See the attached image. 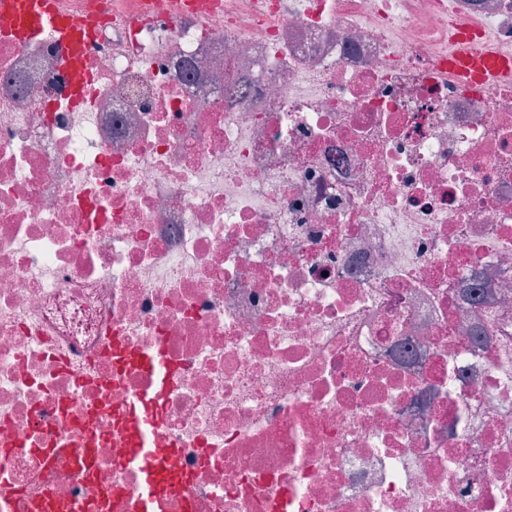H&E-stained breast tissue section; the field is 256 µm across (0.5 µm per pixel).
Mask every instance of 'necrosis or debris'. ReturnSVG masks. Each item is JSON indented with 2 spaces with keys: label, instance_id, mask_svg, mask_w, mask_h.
I'll use <instances>...</instances> for the list:
<instances>
[{
  "label": "necrosis or debris",
  "instance_id": "necrosis-or-debris-1",
  "mask_svg": "<svg viewBox=\"0 0 512 512\" xmlns=\"http://www.w3.org/2000/svg\"><path fill=\"white\" fill-rule=\"evenodd\" d=\"M56 2L82 93L0 36V512H512V83L437 65L512 0Z\"/></svg>",
  "mask_w": 512,
  "mask_h": 512
}]
</instances>
